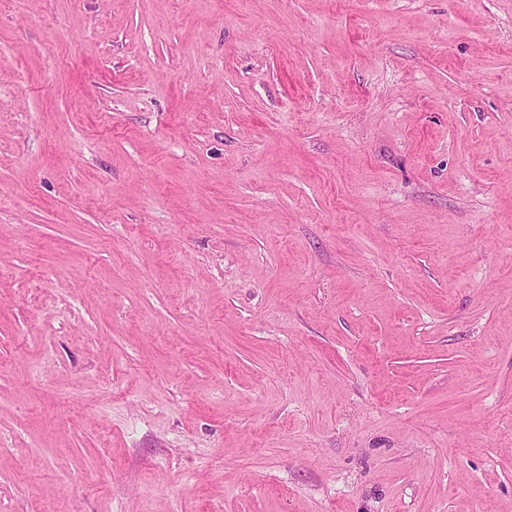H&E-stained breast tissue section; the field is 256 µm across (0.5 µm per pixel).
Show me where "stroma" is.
<instances>
[{
    "mask_svg": "<svg viewBox=\"0 0 512 512\" xmlns=\"http://www.w3.org/2000/svg\"><path fill=\"white\" fill-rule=\"evenodd\" d=\"M0 512H512V0H0Z\"/></svg>",
    "mask_w": 512,
    "mask_h": 512,
    "instance_id": "1",
    "label": "stroma"
}]
</instances>
